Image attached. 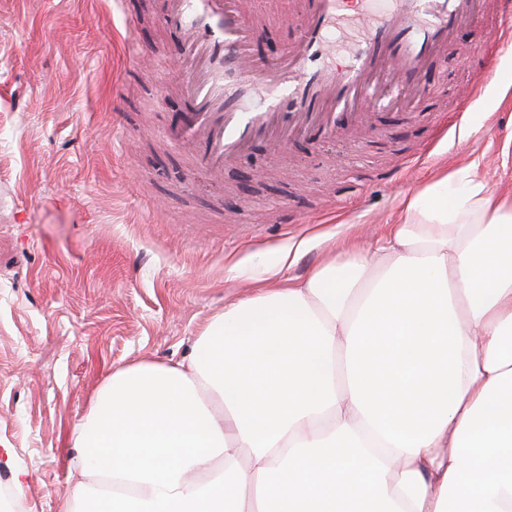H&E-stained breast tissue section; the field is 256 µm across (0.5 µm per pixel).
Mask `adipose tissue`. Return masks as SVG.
<instances>
[{
  "mask_svg": "<svg viewBox=\"0 0 512 512\" xmlns=\"http://www.w3.org/2000/svg\"><path fill=\"white\" fill-rule=\"evenodd\" d=\"M58 512H512V200L477 166L367 249L113 371Z\"/></svg>",
  "mask_w": 512,
  "mask_h": 512,
  "instance_id": "obj_1",
  "label": "adipose tissue"
}]
</instances>
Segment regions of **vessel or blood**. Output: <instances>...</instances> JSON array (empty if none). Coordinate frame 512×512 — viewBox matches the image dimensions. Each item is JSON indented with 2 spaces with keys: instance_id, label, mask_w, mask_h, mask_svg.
<instances>
[{
  "instance_id": "b4317fda",
  "label": "vessel or blood",
  "mask_w": 512,
  "mask_h": 512,
  "mask_svg": "<svg viewBox=\"0 0 512 512\" xmlns=\"http://www.w3.org/2000/svg\"><path fill=\"white\" fill-rule=\"evenodd\" d=\"M486 0H394L382 15L361 12L343 71L323 65L344 0H304L279 58H259V25L248 0H165L162 20L179 36V77L190 103L175 126L189 171L220 181L255 141L273 159L298 140L359 131L371 110L421 94L455 32L477 20ZM504 27L496 51L512 47V0H496Z\"/></svg>"
}]
</instances>
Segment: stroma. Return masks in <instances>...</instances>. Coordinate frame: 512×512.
<instances>
[{"label":"stroma","instance_id":"35a3bbf8","mask_svg":"<svg viewBox=\"0 0 512 512\" xmlns=\"http://www.w3.org/2000/svg\"><path fill=\"white\" fill-rule=\"evenodd\" d=\"M163 0H0V488L22 512H57L77 472L70 433L114 369L175 363L225 305L303 277L399 223L405 200L477 164L512 195V49L491 58L483 18L461 29L425 92L359 134L255 144L221 188L181 177L170 132L182 104ZM256 48L277 59L298 0ZM151 57L166 98L139 70ZM81 67H73L74 58ZM493 69L462 102L474 76Z\"/></svg>","mask_w":512,"mask_h":512}]
</instances>
